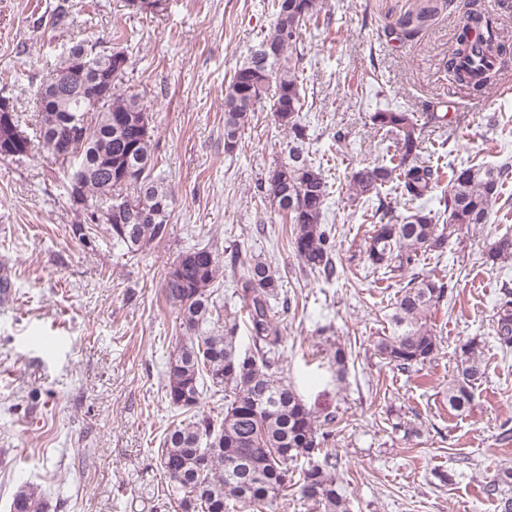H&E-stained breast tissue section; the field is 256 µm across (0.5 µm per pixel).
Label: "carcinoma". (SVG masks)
<instances>
[{"label": "carcinoma", "instance_id": "carcinoma-1", "mask_svg": "<svg viewBox=\"0 0 512 512\" xmlns=\"http://www.w3.org/2000/svg\"><path fill=\"white\" fill-rule=\"evenodd\" d=\"M274 21L258 47L268 53L265 63L250 57L234 71L224 90V153L241 142L257 106L269 100L275 123L288 136V159L270 167L260 190L293 224L290 245L301 271L316 278L337 276L331 229L323 224L329 183L321 165L309 159V125L302 117L306 93L293 50L307 24L317 19L319 0H270ZM493 16L477 3L455 38L448 57V74L475 94L493 83L497 70L479 59H497L507 52V41L467 39L470 21ZM86 46L69 47L65 65L53 70L37 91L35 137L21 128L13 112L15 150L26 157L32 140L55 160L66 164L67 175L86 172L83 206L104 212L110 197H123L127 208L120 224H109L112 246L136 256L151 242L165 238L174 195L161 175L152 143V115L138 95L121 89L128 57L122 64L107 57L89 60L74 86L62 83L73 56ZM71 113L87 115L74 129ZM373 128L393 140L390 164L353 170L349 191L357 199L379 195L396 183L407 206L397 218L375 210L373 231L365 244L368 268L386 274L417 264L419 257L441 254L448 238L470 224H484L502 195L512 168L469 166L452 172L443 212L421 205L437 186L440 169L414 159L421 145L417 123L409 112L381 109L370 116ZM448 226L439 227L441 216ZM99 224L85 220L72 225L82 244L93 242ZM512 258V237L496 240L480 257L494 270ZM224 260L211 244L181 252L165 273L166 300L178 311L185 336L173 350L165 371L164 394L181 420L163 437L159 465L168 477L171 495L182 512H228L234 502L249 512H272L288 500L295 486L300 498L316 512H351L336 463L321 456L336 416L319 419L297 390L282 377L283 336L271 315L270 299L279 295L281 276L269 264H246L237 290L246 314L248 358L238 356V314L224 311L219 301ZM452 289L440 280L414 277L399 288L387 333L376 337L374 348L385 363L401 370L422 365L438 351V339L427 324L428 313L448 299ZM494 339L503 353L512 352V292L501 298L495 316ZM484 340L474 336L461 344L456 375L448 382V405L461 411L471 406L474 390L484 378L480 350ZM224 400V417L199 414L204 389ZM323 457V462L316 461ZM512 484V468L496 472L486 483L489 497H500L501 512H512V498L501 496L500 486ZM47 491L29 483L16 491L10 512H46Z\"/></svg>", "mask_w": 512, "mask_h": 512}]
</instances>
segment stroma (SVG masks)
I'll return each instance as SVG.
<instances>
[{"label":"stroma","instance_id":"35a3bbf8","mask_svg":"<svg viewBox=\"0 0 512 512\" xmlns=\"http://www.w3.org/2000/svg\"><path fill=\"white\" fill-rule=\"evenodd\" d=\"M428 2L322 0L318 25L296 45L310 151L331 175L326 221L339 275L326 281L301 272L283 244L290 225L259 190L287 142L271 111H256L240 150L224 153V87L272 23L264 0H163L150 16L124 0H0V97L34 124V93L73 42L125 50V85L151 106L159 168L175 198L166 238L130 257L105 228L89 247L74 238L82 213L50 154L37 147L0 159V512L27 482L47 489V512H181L157 459L179 422L162 371L183 336L164 276L194 243L280 273L272 311L284 375L318 414L338 417L324 448L338 460L352 512H498L483 487L512 465V431L503 429L512 421V353L494 339L512 261L492 272L480 257L512 236V180L488 223L462 227L443 255L388 277L365 271L368 217L380 204L400 216L403 202L389 185L377 203L348 192L351 169L387 155L370 122L387 107L414 114L422 161L512 162V52L495 84L470 94L446 70L468 0L438 8L416 37L400 32ZM63 3L69 20L59 28L52 20ZM418 275L453 294L429 317L437 355L404 372L383 363L373 342L389 327L400 284ZM472 336L485 339V377L459 414L445 392ZM339 346L348 353L340 380L325 360Z\"/></svg>","mask_w":512,"mask_h":512}]
</instances>
